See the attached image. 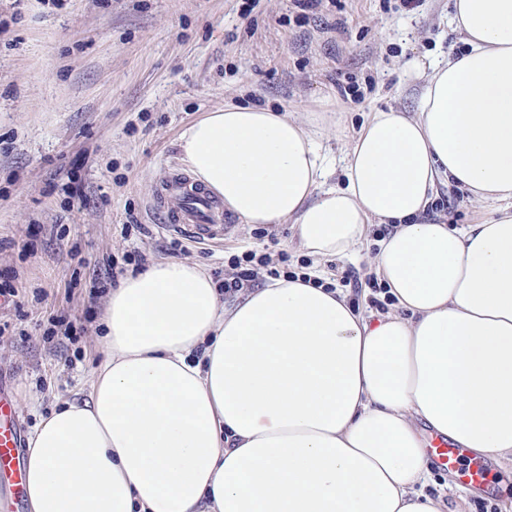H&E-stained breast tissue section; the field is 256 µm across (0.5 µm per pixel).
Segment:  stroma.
Masks as SVG:
<instances>
[{"label":"stroma","mask_w":512,"mask_h":512,"mask_svg":"<svg viewBox=\"0 0 512 512\" xmlns=\"http://www.w3.org/2000/svg\"><path fill=\"white\" fill-rule=\"evenodd\" d=\"M451 0H323L304 14L294 0H0V271L13 273L21 307L0 301V376L12 384L26 433L86 389L103 359L100 325L108 299H90L94 271L124 275L169 258L171 233L153 206L165 176L182 168L179 137L224 103L294 116L340 113L344 135L318 139L339 162L348 137L371 112L414 111L420 91L407 63L445 59L464 43ZM359 85L364 100L346 98ZM434 219L478 224L490 206L440 183ZM223 246L187 244L186 260L223 283L231 255L252 249L303 259L292 224L265 234L230 216ZM388 225L374 226L356 256L311 260L309 270L345 286L370 308L371 257ZM63 311L84 332L47 349L49 315ZM489 479L465 488L432 469L424 490L447 492L450 512H512V463L484 458Z\"/></svg>","instance_id":"obj_1"}]
</instances>
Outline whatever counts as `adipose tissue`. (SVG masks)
Wrapping results in <instances>:
<instances>
[{
  "label": "adipose tissue",
  "instance_id": "obj_1",
  "mask_svg": "<svg viewBox=\"0 0 512 512\" xmlns=\"http://www.w3.org/2000/svg\"><path fill=\"white\" fill-rule=\"evenodd\" d=\"M452 9L465 51L412 61L417 111L374 112L338 185L320 112L228 103L179 140L225 210L294 224L310 257L349 256L391 225L374 263L393 311L283 277L224 305L174 259L127 277L87 396L30 438L32 512H445L422 490V429L512 461V0ZM446 179L490 217L428 219Z\"/></svg>",
  "mask_w": 512,
  "mask_h": 512
}]
</instances>
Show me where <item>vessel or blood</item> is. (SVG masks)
<instances>
[{
  "label": "vessel or blood",
  "instance_id": "1",
  "mask_svg": "<svg viewBox=\"0 0 512 512\" xmlns=\"http://www.w3.org/2000/svg\"><path fill=\"white\" fill-rule=\"evenodd\" d=\"M162 230L180 235L195 244H219L229 232L224 204L188 174L175 170L163 181L156 198ZM24 436L13 402L0 392V478L10 480L17 494H24L21 450ZM429 452L442 467L463 470L470 486L482 484L483 467L463 468V452L456 445L432 439Z\"/></svg>",
  "mask_w": 512,
  "mask_h": 512
}]
</instances>
